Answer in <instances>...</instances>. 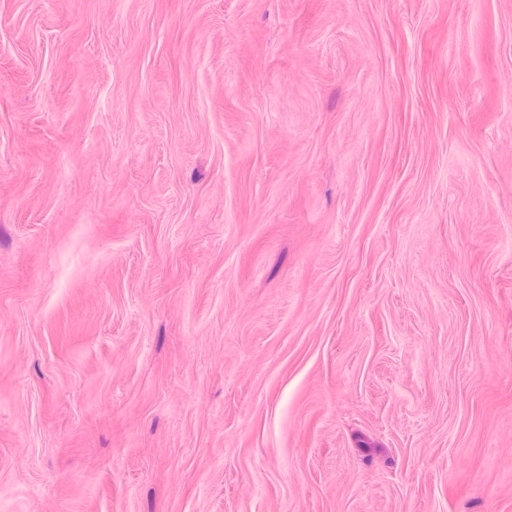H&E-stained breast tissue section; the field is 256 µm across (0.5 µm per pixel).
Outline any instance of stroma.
Instances as JSON below:
<instances>
[{"label":"stroma","mask_w":512,"mask_h":512,"mask_svg":"<svg viewBox=\"0 0 512 512\" xmlns=\"http://www.w3.org/2000/svg\"><path fill=\"white\" fill-rule=\"evenodd\" d=\"M0 512H512V0H0Z\"/></svg>","instance_id":"obj_1"}]
</instances>
